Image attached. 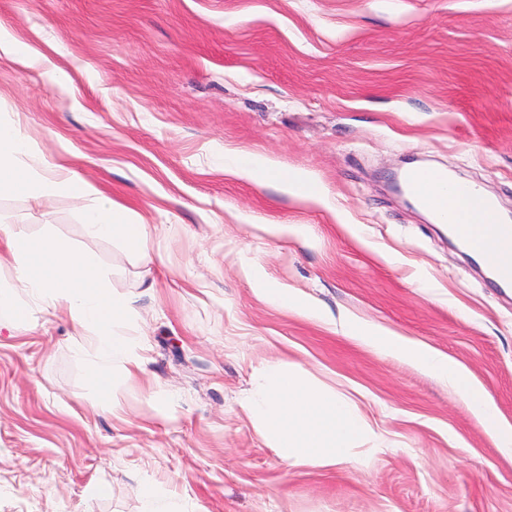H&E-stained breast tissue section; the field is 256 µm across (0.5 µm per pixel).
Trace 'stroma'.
I'll use <instances>...</instances> for the list:
<instances>
[{
    "instance_id": "stroma-1",
    "label": "stroma",
    "mask_w": 512,
    "mask_h": 512,
    "mask_svg": "<svg viewBox=\"0 0 512 512\" xmlns=\"http://www.w3.org/2000/svg\"><path fill=\"white\" fill-rule=\"evenodd\" d=\"M0 28L38 58L0 54V120L151 231L143 260L88 237L77 198L0 196V225L136 297L147 345L101 404L69 316L0 333V512H142L149 487L184 512H512V456L465 400L344 328L448 354L512 423V291L392 188L416 159L512 214V0H0ZM228 150L316 199L226 175ZM249 264L319 316L265 302ZM275 359L351 398L379 452L277 458L238 403Z\"/></svg>"
}]
</instances>
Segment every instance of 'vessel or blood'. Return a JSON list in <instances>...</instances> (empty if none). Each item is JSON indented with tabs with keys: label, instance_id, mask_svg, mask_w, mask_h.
<instances>
[{
	"label": "vessel or blood",
	"instance_id": "b4317fda",
	"mask_svg": "<svg viewBox=\"0 0 512 512\" xmlns=\"http://www.w3.org/2000/svg\"><path fill=\"white\" fill-rule=\"evenodd\" d=\"M402 180L415 194L427 185L447 184V200L440 203L438 215L466 252L484 263L497 285L512 287V220L498 214L491 199L471 184L449 183L436 169L413 168Z\"/></svg>",
	"mask_w": 512,
	"mask_h": 512
}]
</instances>
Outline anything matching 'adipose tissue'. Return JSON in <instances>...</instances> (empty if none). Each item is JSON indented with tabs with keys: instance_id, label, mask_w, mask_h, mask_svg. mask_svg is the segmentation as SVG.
<instances>
[{
	"instance_id": "1",
	"label": "adipose tissue",
	"mask_w": 512,
	"mask_h": 512,
	"mask_svg": "<svg viewBox=\"0 0 512 512\" xmlns=\"http://www.w3.org/2000/svg\"><path fill=\"white\" fill-rule=\"evenodd\" d=\"M31 143L15 123L0 122V195L24 192L35 200L67 194L85 199L82 224L88 235L120 243L131 253L147 256L150 230L128 209L86 182L74 169L46 167L34 160ZM225 173L263 183L308 199L301 175L279 177L272 166L239 156L224 158ZM13 270V284L0 289V323L11 328L29 324L35 312H63L75 322L90 358L87 371L101 397H108L117 377L145 369L144 346L131 329L138 312L134 299L112 289L94 259L53 234L27 237L8 224L0 225V261ZM349 329L365 343L407 360L448 383L493 430L504 449L512 448V424L472 384L464 368L434 348L386 329L353 323ZM268 447L295 466L335 467L354 462L353 450L369 432L351 401L313 384L284 361L262 364L253 387L241 401Z\"/></svg>"
}]
</instances>
